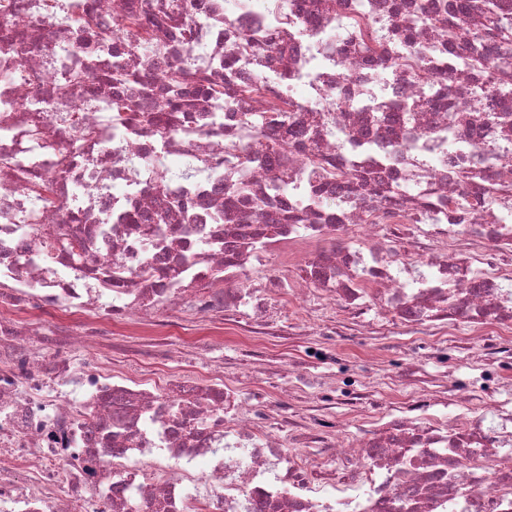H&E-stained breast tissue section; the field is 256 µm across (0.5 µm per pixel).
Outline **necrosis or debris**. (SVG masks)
I'll list each match as a JSON object with an SVG mask.
<instances>
[{
  "label": "necrosis or debris",
  "instance_id": "1",
  "mask_svg": "<svg viewBox=\"0 0 512 512\" xmlns=\"http://www.w3.org/2000/svg\"><path fill=\"white\" fill-rule=\"evenodd\" d=\"M71 2L0 13V512H512V378L495 374L512 358V96L474 93L502 75L493 42L442 58L456 0H82L109 42L74 32ZM116 48L135 84L104 81ZM175 67L223 101L180 108ZM111 98L132 120L101 111ZM74 114L98 134L72 149ZM247 116L276 158L253 151ZM353 145L385 164L357 176ZM191 160L205 177L162 176ZM288 168L300 183L269 197ZM285 290L341 307L353 334L388 320L424 341L391 378L403 398L329 373L308 405L228 387L212 337L278 338ZM337 330L291 326L328 364ZM177 339L195 353L175 370ZM453 340L502 397L426 370ZM341 401L376 425L360 447Z\"/></svg>",
  "mask_w": 512,
  "mask_h": 512
}]
</instances>
